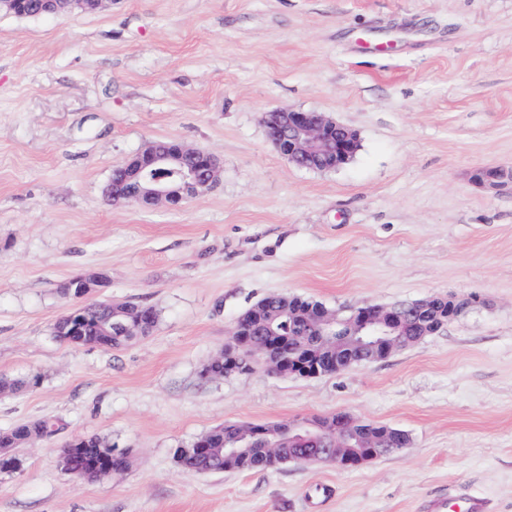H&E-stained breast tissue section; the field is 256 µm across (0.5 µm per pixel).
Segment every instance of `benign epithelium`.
I'll return each instance as SVG.
<instances>
[{
    "mask_svg": "<svg viewBox=\"0 0 512 512\" xmlns=\"http://www.w3.org/2000/svg\"><path fill=\"white\" fill-rule=\"evenodd\" d=\"M39 12H57L67 5L84 11H97L112 4V0H31ZM263 121L268 135L281 156L300 167L329 165L336 167L354 146L356 133L318 112L301 110L265 113ZM191 158H200L202 168L188 165ZM167 167L179 175L176 183L158 179L144 181L139 174L150 167ZM221 175V163L211 152L188 147L178 141L163 145L159 142L112 169V183L107 196L114 203H135L149 208L163 203L176 209L185 199L213 188ZM476 180L496 192H512V168L485 167L476 174ZM104 282L102 274L89 272L75 281V297L82 298ZM447 311L435 316L427 326L432 335L457 320L468 309L470 302L446 297ZM307 324V334L298 343L310 347L311 356L291 359L282 345L271 337L252 333L244 318L237 319L224 349L216 357L224 367L246 375L258 362L285 375L310 377L313 373L338 368L337 359L352 354L351 348L365 351L362 359L378 361L387 358L396 348L408 344L409 339L397 334L400 316L388 306L364 304L349 311L344 317L339 312L323 307H309L297 316ZM262 448L273 454L282 448H291L289 458L301 465L327 463L348 467L351 448H394L389 433L373 432L367 423L338 413L326 420L299 418L284 425H268L257 429L252 425H237V433L228 451L237 448Z\"/></svg>",
    "mask_w": 512,
    "mask_h": 512,
    "instance_id": "benign-epithelium-1",
    "label": "benign epithelium"
}]
</instances>
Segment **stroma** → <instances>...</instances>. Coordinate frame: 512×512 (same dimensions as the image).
I'll return each mask as SVG.
<instances>
[{
  "label": "stroma",
  "instance_id": "1",
  "mask_svg": "<svg viewBox=\"0 0 512 512\" xmlns=\"http://www.w3.org/2000/svg\"><path fill=\"white\" fill-rule=\"evenodd\" d=\"M320 112L360 147L331 171L289 164L262 117ZM176 140L223 163L180 209L112 206L113 167ZM512 0H112L0 13V430L58 435L0 473V512H422L485 497L512 512ZM159 315L119 349L54 324L66 283ZM288 292L331 309L432 294L466 315L387 359L318 377L208 378L237 318ZM405 431L350 468L190 473L181 447L226 423L336 413ZM95 436L129 469L79 483L62 448ZM476 180L496 192H512V168L485 167L477 172ZM59 428L56 420L52 418H41L16 423L12 427L0 431V452L4 448L15 444L18 448L27 442L43 437H53L57 434Z\"/></svg>",
  "mask_w": 512,
  "mask_h": 512
}]
</instances>
